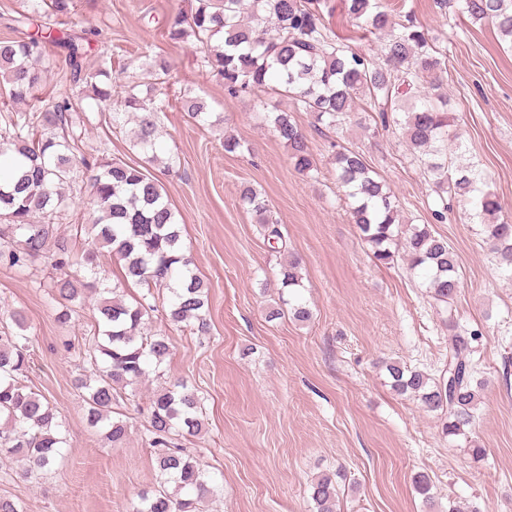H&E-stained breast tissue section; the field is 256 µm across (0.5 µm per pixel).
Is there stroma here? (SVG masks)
Returning <instances> with one entry per match:
<instances>
[{"mask_svg": "<svg viewBox=\"0 0 512 512\" xmlns=\"http://www.w3.org/2000/svg\"><path fill=\"white\" fill-rule=\"evenodd\" d=\"M395 20L412 15L447 55L441 87L454 113L455 133L467 158L480 163L487 186L500 197L499 220L512 222V46L488 24L471 22L435 0H384ZM192 0H76L75 20L91 30L86 62L102 55L126 63L121 81L146 80L139 58L157 54L171 69L158 86L167 109L163 140L177 159L173 170L150 166L165 186L182 228V247L208 286L206 334L167 325L153 313L149 328L170 338L169 380H184L205 398V426L183 439L187 453L220 487L206 512H310L307 486L320 474L340 473L337 512H512V278L485 242L483 225L457 196H439L398 126L347 123L332 132L292 101L229 95L209 73L198 50L171 43L167 15ZM323 21L340 42L379 58L377 37L360 38L344 0H322ZM193 89L223 116L218 127L188 119L178 100ZM293 113L317 166L299 174L288 150L264 119ZM85 150L140 164L130 147L131 127L113 129L108 113L85 115ZM245 141L246 152L224 150L226 136ZM359 151L386 182L403 216L447 237L460 265L457 296L440 305L425 277L403 255L374 262L349 220L331 159L336 145ZM250 185L265 197L280 224L285 248L267 243L255 216L238 203ZM445 211L437 220L436 211ZM301 261L313 317L267 321L277 305L281 263ZM51 269L26 272L0 265V323L22 313L29 326L30 385L59 411L68 446L51 472L25 480L14 462L0 465V496L26 512H135L141 492L155 483L147 442L150 377L121 411L129 437L110 446L85 419L75 386L91 375L77 342L95 322L97 297L87 295L68 326H59L44 284ZM474 333L472 360L486 385L472 428L486 450L473 461L442 431L441 416L396 395L383 361L439 374L448 362V323ZM429 475L435 502L425 505L413 488Z\"/></svg>", "mask_w": 512, "mask_h": 512, "instance_id": "obj_1", "label": "stroma"}]
</instances>
